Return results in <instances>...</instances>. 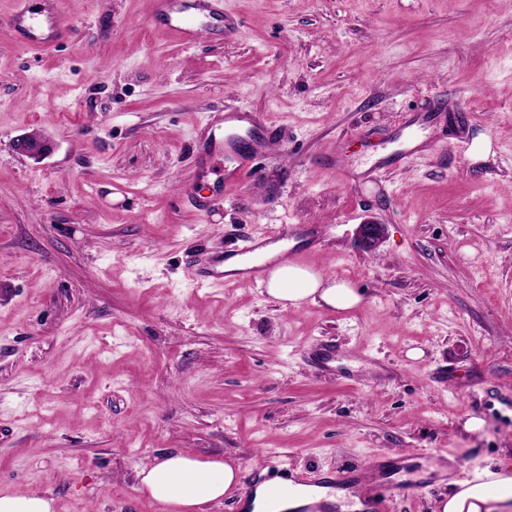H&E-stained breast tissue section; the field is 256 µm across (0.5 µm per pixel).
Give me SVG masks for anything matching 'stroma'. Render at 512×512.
Masks as SVG:
<instances>
[{
    "mask_svg": "<svg viewBox=\"0 0 512 512\" xmlns=\"http://www.w3.org/2000/svg\"><path fill=\"white\" fill-rule=\"evenodd\" d=\"M0 0V493L54 512H171L141 464L239 468L204 512L270 477L321 486L374 458L512 468V0H224L193 46L150 0H62L36 51ZM277 145L206 212L225 106ZM54 144L41 161L14 139ZM487 143L483 156L474 142ZM386 226L362 251L358 224ZM283 224L342 312L192 269ZM472 418L483 426L467 430ZM438 478L387 512H440Z\"/></svg>",
    "mask_w": 512,
    "mask_h": 512,
    "instance_id": "35a3bbf8",
    "label": "stroma"
}]
</instances>
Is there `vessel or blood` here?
I'll list each match as a JSON object with an SVG mask.
<instances>
[{
	"label": "vessel or blood",
	"instance_id": "obj_1",
	"mask_svg": "<svg viewBox=\"0 0 512 512\" xmlns=\"http://www.w3.org/2000/svg\"><path fill=\"white\" fill-rule=\"evenodd\" d=\"M58 13L57 6H50L43 21L38 23L28 11L27 0H16L10 25L25 35L31 45L52 47L69 33L68 27L59 22ZM223 20V0H152L151 24L171 29L187 46L194 44L205 28ZM212 122L224 125L229 131L224 139V154L229 161L224 171V188L229 191L240 182L254 156L265 152L269 144V125L264 114L243 112L233 106L225 107L223 113L213 116ZM294 231V225L290 224L268 233L262 240L247 238L237 251L245 261L241 282L259 285L273 267L282 263L283 258L279 255L267 260L258 258L261 242L282 240L291 237Z\"/></svg>",
	"mask_w": 512,
	"mask_h": 512
}]
</instances>
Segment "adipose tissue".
Segmentation results:
<instances>
[{"label": "adipose tissue", "mask_w": 512, "mask_h": 512, "mask_svg": "<svg viewBox=\"0 0 512 512\" xmlns=\"http://www.w3.org/2000/svg\"><path fill=\"white\" fill-rule=\"evenodd\" d=\"M269 296L285 307L304 302L321 303L345 311L358 306L361 297L349 284L330 280L313 269L285 262L268 274ZM137 476L151 499L172 506L176 512H202L221 500L238 484V468L222 460H201L183 451H173L141 465ZM345 489L312 487L296 479L274 477L258 484L240 499L242 512H300L315 502L339 504L349 498ZM441 512H512V473L504 469L483 470L475 479L457 482Z\"/></svg>", "instance_id": "obj_1"}]
</instances>
